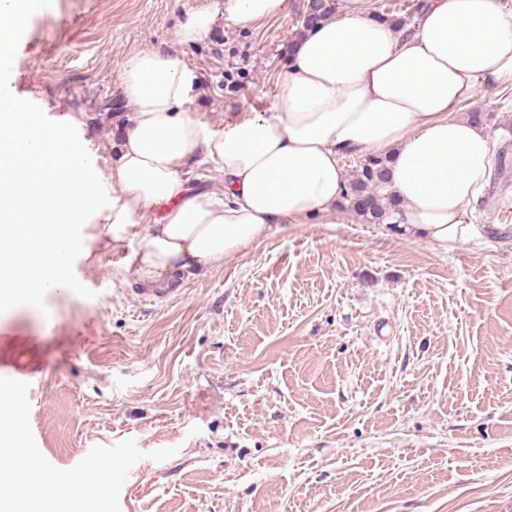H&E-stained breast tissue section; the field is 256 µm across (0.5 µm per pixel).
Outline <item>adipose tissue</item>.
I'll list each match as a JSON object with an SVG mask.
<instances>
[{"label":"adipose tissue","mask_w":512,"mask_h":512,"mask_svg":"<svg viewBox=\"0 0 512 512\" xmlns=\"http://www.w3.org/2000/svg\"><path fill=\"white\" fill-rule=\"evenodd\" d=\"M412 24L379 17L376 0H336L335 14L291 45L267 111L214 128L186 109L198 75L175 52L131 53L120 76L125 134L106 181L97 155L45 128L24 100L0 99V313L38 310L76 288L72 229L95 215L125 247L123 272L149 291L206 272L272 226L348 217L345 159L386 157L401 201L389 232L448 250L483 239L469 209L496 164L487 125L461 113L476 87L512 82V7L503 0H419ZM288 0H224L187 13L180 44L206 40L218 20L246 28L283 15ZM211 160L224 191L196 188ZM112 199L103 203V186Z\"/></svg>","instance_id":"obj_1"}]
</instances>
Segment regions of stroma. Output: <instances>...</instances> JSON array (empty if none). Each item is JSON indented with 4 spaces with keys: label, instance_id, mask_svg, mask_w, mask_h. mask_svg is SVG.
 Returning a JSON list of instances; mask_svg holds the SVG:
<instances>
[{
    "label": "stroma",
    "instance_id": "obj_1",
    "mask_svg": "<svg viewBox=\"0 0 512 512\" xmlns=\"http://www.w3.org/2000/svg\"><path fill=\"white\" fill-rule=\"evenodd\" d=\"M223 0H49L6 47L0 96L75 138L108 173L133 51L200 76L193 115L263 111L307 0L204 42L173 35ZM473 103L507 167L442 251L378 224L309 218L207 272L148 291L96 218L76 225V292L0 316V379L28 372L30 425L54 466L134 439L121 512H512V87Z\"/></svg>",
    "mask_w": 512,
    "mask_h": 512
}]
</instances>
